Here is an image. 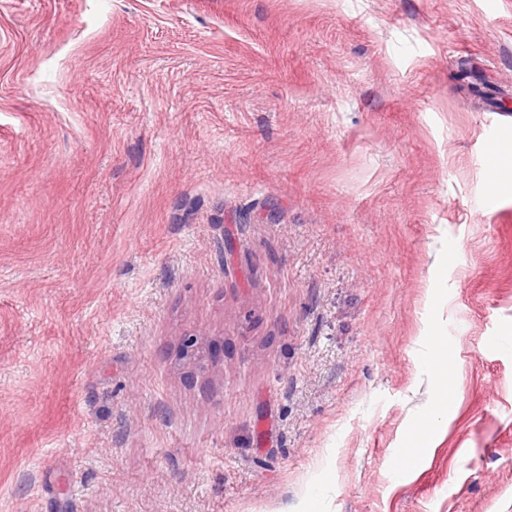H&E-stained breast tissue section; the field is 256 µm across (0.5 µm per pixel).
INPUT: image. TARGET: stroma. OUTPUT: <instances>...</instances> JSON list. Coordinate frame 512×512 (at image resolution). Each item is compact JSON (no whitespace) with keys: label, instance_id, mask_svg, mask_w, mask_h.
Masks as SVG:
<instances>
[{"label":"stroma","instance_id":"35a3bbf8","mask_svg":"<svg viewBox=\"0 0 512 512\" xmlns=\"http://www.w3.org/2000/svg\"><path fill=\"white\" fill-rule=\"evenodd\" d=\"M496 139L512 0H0V512H512ZM426 361L429 369L432 371L435 379L439 384L447 386L448 379V393L450 391V369L451 364L448 359L447 352L435 342L433 348L429 349L426 356ZM432 436V427H430V425H428L425 420L422 421L419 426V429L413 436V440L417 442L420 445V447L411 448L409 452L401 459L394 473L396 477H400L407 470L412 469L414 466H416L420 459L422 448H425L426 445L430 443Z\"/></svg>","mask_w":512,"mask_h":512}]
</instances>
